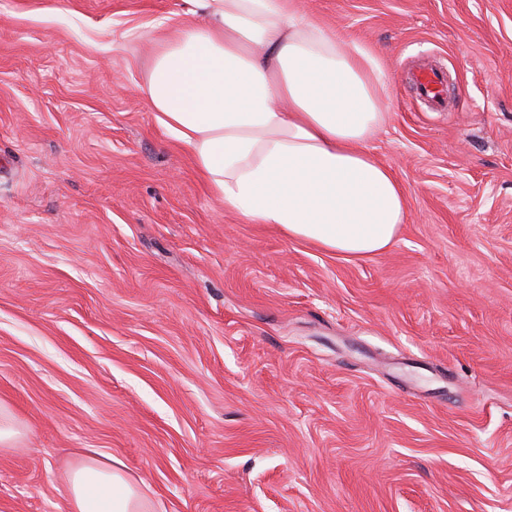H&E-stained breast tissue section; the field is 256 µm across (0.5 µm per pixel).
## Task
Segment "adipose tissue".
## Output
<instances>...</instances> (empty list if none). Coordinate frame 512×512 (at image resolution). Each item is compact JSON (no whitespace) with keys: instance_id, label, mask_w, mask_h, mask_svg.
I'll return each mask as SVG.
<instances>
[{"instance_id":"1","label":"adipose tissue","mask_w":512,"mask_h":512,"mask_svg":"<svg viewBox=\"0 0 512 512\" xmlns=\"http://www.w3.org/2000/svg\"><path fill=\"white\" fill-rule=\"evenodd\" d=\"M147 78L157 120L213 197L250 224L347 258L381 253L407 215L405 190L368 149L386 81L362 44L327 31L303 0H188ZM69 512H156L113 456L70 471Z\"/></svg>"}]
</instances>
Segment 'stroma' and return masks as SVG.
<instances>
[{"label": "stroma", "instance_id": "35a3bbf8", "mask_svg": "<svg viewBox=\"0 0 512 512\" xmlns=\"http://www.w3.org/2000/svg\"><path fill=\"white\" fill-rule=\"evenodd\" d=\"M388 77L385 252L248 224L156 119L185 0H0V512H512V0H305ZM448 76L435 111L410 76ZM21 435V432L14 423L9 409L0 404V446L11 447L15 444ZM67 505L69 512H157L143 482L134 481L119 459L101 452L71 469Z\"/></svg>", "mask_w": 512, "mask_h": 512}]
</instances>
